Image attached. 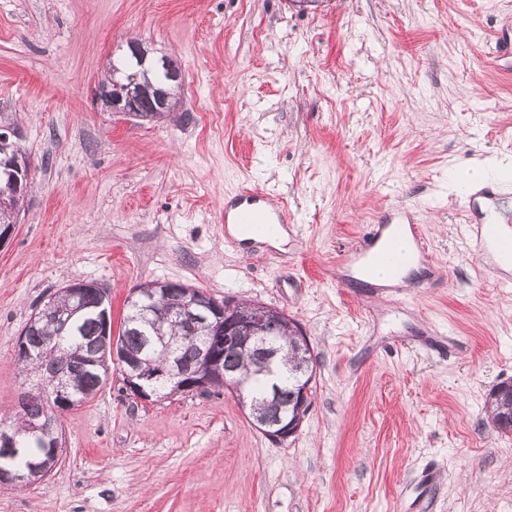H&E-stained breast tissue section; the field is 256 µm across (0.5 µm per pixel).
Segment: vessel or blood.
I'll use <instances>...</instances> for the list:
<instances>
[{
  "instance_id": "vessel-or-blood-1",
  "label": "vessel or blood",
  "mask_w": 512,
  "mask_h": 512,
  "mask_svg": "<svg viewBox=\"0 0 512 512\" xmlns=\"http://www.w3.org/2000/svg\"><path fill=\"white\" fill-rule=\"evenodd\" d=\"M224 212L255 242L264 241L274 225L286 223L288 217L287 208L271 207L266 193L257 190H244L225 199ZM366 240L368 263L362 272L366 285H373L374 271L379 267L395 272L415 259L429 266L435 263L420 225L377 224L367 233ZM470 243L478 255L493 247L512 256V235H501L493 224L474 225Z\"/></svg>"
}]
</instances>
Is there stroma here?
I'll use <instances>...</instances> for the list:
<instances>
[{
	"label": "stroma",
	"mask_w": 512,
	"mask_h": 512,
	"mask_svg": "<svg viewBox=\"0 0 512 512\" xmlns=\"http://www.w3.org/2000/svg\"><path fill=\"white\" fill-rule=\"evenodd\" d=\"M137 39L176 57L186 121L97 99ZM30 188L0 243V417L25 388L31 315L74 280L120 324L132 288L189 284L284 310L316 357L312 405L278 444L227 391L131 404L119 371L61 418L45 482L0 512H512V432L485 399L512 381V274L479 259L459 185L512 181V0H0V124ZM287 202L283 242L224 243L242 184ZM436 266L378 291L337 259L403 212Z\"/></svg>",
	"instance_id": "35a3bbf8"
}]
</instances>
